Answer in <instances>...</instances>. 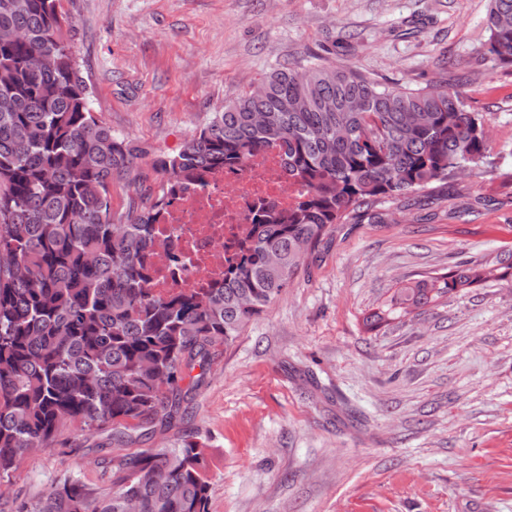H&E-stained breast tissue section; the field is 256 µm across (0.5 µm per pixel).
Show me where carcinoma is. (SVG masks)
<instances>
[{
  "label": "carcinoma",
  "mask_w": 512,
  "mask_h": 512,
  "mask_svg": "<svg viewBox=\"0 0 512 512\" xmlns=\"http://www.w3.org/2000/svg\"><path fill=\"white\" fill-rule=\"evenodd\" d=\"M60 0H0V479L69 423L120 446L169 427L180 383L201 382L216 347L231 344L288 284L334 225L377 203L433 190L456 171L490 164L487 119L448 80L388 85L352 66L283 67L224 110L178 153L155 159L158 192L112 213V182L129 179L135 149L99 123L64 33ZM484 54L512 67V0H490ZM39 55L44 65L28 67ZM278 144L306 192L260 210L241 261L209 288H149L157 217L206 166L243 170ZM21 263L28 274L10 267ZM512 261L470 263L398 289L372 328L488 280ZM198 374H193L194 370ZM104 486L77 476L13 512H208L202 445L142 448L108 460Z\"/></svg>",
  "instance_id": "carcinoma-1"
}]
</instances>
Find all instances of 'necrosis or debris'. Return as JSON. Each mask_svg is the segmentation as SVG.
<instances>
[{"label": "necrosis or debris", "mask_w": 512, "mask_h": 512, "mask_svg": "<svg viewBox=\"0 0 512 512\" xmlns=\"http://www.w3.org/2000/svg\"><path fill=\"white\" fill-rule=\"evenodd\" d=\"M303 190L277 144L252 157L244 171L203 169L157 218L151 288L167 294L209 287L251 235L249 212L261 202L288 209Z\"/></svg>", "instance_id": "necrosis-or-debris-1"}]
</instances>
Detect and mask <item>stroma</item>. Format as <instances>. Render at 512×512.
Segmentation results:
<instances>
[{
  "instance_id": "1",
  "label": "stroma",
  "mask_w": 512,
  "mask_h": 512,
  "mask_svg": "<svg viewBox=\"0 0 512 512\" xmlns=\"http://www.w3.org/2000/svg\"><path fill=\"white\" fill-rule=\"evenodd\" d=\"M99 122L140 151L112 211L156 193L172 155L274 69L349 64L411 88L455 78L491 164L336 225L316 257L181 394L140 448L198 437L209 512H512V286L486 283L375 329L395 289L512 256V67L482 53L488 0H62ZM71 425L4 491L36 500L118 454Z\"/></svg>"
}]
</instances>
